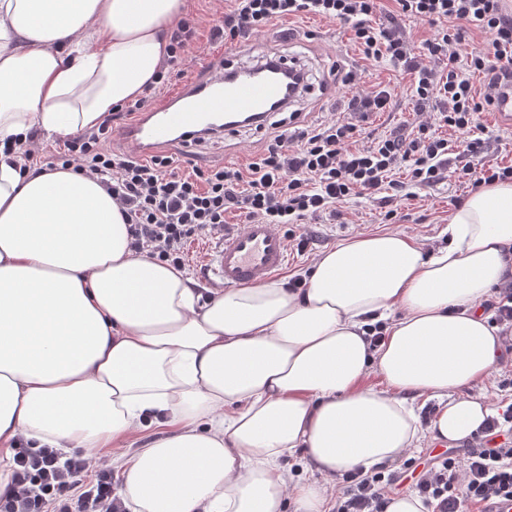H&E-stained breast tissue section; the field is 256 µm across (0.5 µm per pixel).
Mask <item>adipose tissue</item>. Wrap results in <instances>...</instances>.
Masks as SVG:
<instances>
[{
	"mask_svg": "<svg viewBox=\"0 0 512 512\" xmlns=\"http://www.w3.org/2000/svg\"><path fill=\"white\" fill-rule=\"evenodd\" d=\"M183 7L0 0V496L19 439L96 448L154 425L122 461L130 512H328L327 477L391 468L425 436L473 438L492 415L470 390L505 353L482 302L512 272V180L453 210L445 246L362 235L323 251L304 293L273 281L202 299L131 249L98 182L24 174L4 152L140 96ZM372 374L384 388L364 386ZM419 398L437 405L426 426ZM295 456L307 477L283 465Z\"/></svg>",
	"mask_w": 512,
	"mask_h": 512,
	"instance_id": "adipose-tissue-1",
	"label": "adipose tissue"
}]
</instances>
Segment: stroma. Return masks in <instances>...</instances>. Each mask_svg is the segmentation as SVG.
Wrapping results in <instances>:
<instances>
[{"mask_svg": "<svg viewBox=\"0 0 512 512\" xmlns=\"http://www.w3.org/2000/svg\"><path fill=\"white\" fill-rule=\"evenodd\" d=\"M185 3L183 18L197 29V39L185 60V67L190 70L212 52L215 43L211 39V28L223 13L231 10L233 2L185 0ZM372 24L377 28L399 26L418 53L422 52L425 41L434 33L429 23L405 17L399 12L395 0H381ZM249 45L282 55H298L309 69L310 89L300 103L302 115L297 123L298 128L313 129L344 118V104L354 89L368 91L379 86L390 92V104L385 111L369 115L363 123L365 133L407 134L417 122L410 104L414 84L412 74L388 59L364 58L350 24L313 15L280 19L261 32L226 44L225 60L237 65L247 62L248 56L243 49ZM349 72L355 74L356 85L342 83V76ZM475 123V128L467 135L446 126L439 128L438 133L447 138L450 151L454 154L464 149L468 138H482L486 163L512 166V128L494 124L487 111L477 113ZM276 133V128L268 126L259 131L225 136L222 140L197 147L189 160H176L174 169L186 172L194 165L201 168L224 165L246 168ZM470 193V187L453 176L419 187L415 197L394 200L392 206L397 208L399 217L392 221L385 220L387 206L379 198L365 194L352 196L338 206L341 219L323 217L290 225L291 233L298 235L305 232L311 235L312 240L305 253L289 249L288 264L277 273L276 278L284 282L289 277L306 273L322 251L360 234L396 231L428 249L444 246L447 243L444 229L448 224V215ZM159 433V428L153 426L128 433L101 448L73 450V457L87 458L90 463L89 469L79 473L81 490L90 489L103 477L110 478L113 488H120L122 474L114 463L115 458L131 454Z\"/></svg>", "mask_w": 512, "mask_h": 512, "instance_id": "1", "label": "stroma"}]
</instances>
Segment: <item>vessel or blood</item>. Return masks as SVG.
Listing matches in <instances>:
<instances>
[{
	"label": "vessel or blood",
	"instance_id": "obj_1",
	"mask_svg": "<svg viewBox=\"0 0 512 512\" xmlns=\"http://www.w3.org/2000/svg\"><path fill=\"white\" fill-rule=\"evenodd\" d=\"M223 50L213 51L193 77L161 102L142 108L121 131L124 145L147 157L161 149L220 138L242 129L261 127L272 105H295L300 93L287 92L277 75L231 78ZM496 121L512 127V82L501 85L492 105ZM288 263V244L281 225L251 220L225 225L208 248L199 268L209 287L257 285L270 280Z\"/></svg>",
	"mask_w": 512,
	"mask_h": 512
}]
</instances>
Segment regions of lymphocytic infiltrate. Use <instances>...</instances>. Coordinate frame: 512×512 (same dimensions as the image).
Listing matches in <instances>:
<instances>
[{
	"instance_id": "lymphocytic-infiltrate-1",
	"label": "lymphocytic infiltrate",
	"mask_w": 512,
	"mask_h": 512,
	"mask_svg": "<svg viewBox=\"0 0 512 512\" xmlns=\"http://www.w3.org/2000/svg\"><path fill=\"white\" fill-rule=\"evenodd\" d=\"M233 2L213 28L214 38L231 42L275 20L302 15L353 23L366 58H388L413 74L412 103L420 121L410 135H380L353 149L349 142L357 132L355 122L335 120L303 134L296 145L276 136L246 169L196 167L181 175L164 154L143 161L112 153L106 143L121 114L107 113L96 129L65 141L61 161L97 180L112 196L129 225L135 252L179 268L187 242L223 228L231 209L268 224H298L309 217L336 216L337 204L351 196L389 190L400 198L408 188L443 181L451 173L474 189L512 178V166L485 165L481 139H471L452 157L447 139L432 128L438 121L472 130L476 113L490 108L499 80L512 77V13L503 0H396L403 15L439 26L420 56L399 28L378 30L370 24L377 0ZM474 30L487 35L486 45L460 54ZM472 72L485 76L483 90L473 87L468 78ZM404 164L408 181L393 180V171ZM17 462L10 512H42L46 499L36 494V485L54 497L65 496L73 491L72 477L80 470L49 448L20 451ZM398 477V472L382 470L344 475L335 512H384L386 494ZM415 490L433 512H476L490 501L512 500V403L499 406L462 453L436 457Z\"/></svg>"
}]
</instances>
